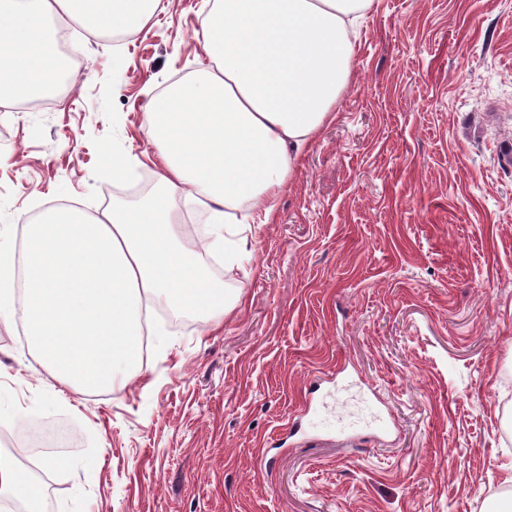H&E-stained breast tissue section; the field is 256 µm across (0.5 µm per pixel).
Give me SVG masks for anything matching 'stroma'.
I'll return each mask as SVG.
<instances>
[{"instance_id": "obj_1", "label": "stroma", "mask_w": 512, "mask_h": 512, "mask_svg": "<svg viewBox=\"0 0 512 512\" xmlns=\"http://www.w3.org/2000/svg\"><path fill=\"white\" fill-rule=\"evenodd\" d=\"M208 0L120 42L72 25V95L0 111V245L98 214L157 167L145 114L204 68ZM512 0H373L338 118L308 149L211 330L152 314L115 392L53 388L0 323V448L43 512H488L512 493ZM136 155L123 185L112 157ZM327 402L318 415L309 401Z\"/></svg>"}]
</instances>
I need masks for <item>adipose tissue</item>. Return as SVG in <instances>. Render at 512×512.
Returning a JSON list of instances; mask_svg holds the SVG:
<instances>
[{"instance_id":"obj_1","label":"adipose tissue","mask_w":512,"mask_h":512,"mask_svg":"<svg viewBox=\"0 0 512 512\" xmlns=\"http://www.w3.org/2000/svg\"><path fill=\"white\" fill-rule=\"evenodd\" d=\"M373 0H214L201 21L210 60L158 96L146 124L160 162L155 188L92 217L56 207L26 227L24 322L58 384L115 391L141 362L148 314L168 307L224 324L226 293L179 241L180 203L204 206L241 254L248 205L275 223L308 146L335 121L358 27ZM160 0H0V105L57 79L54 24L88 32L143 26ZM40 512L42 490L0 452V496Z\"/></svg>"}]
</instances>
